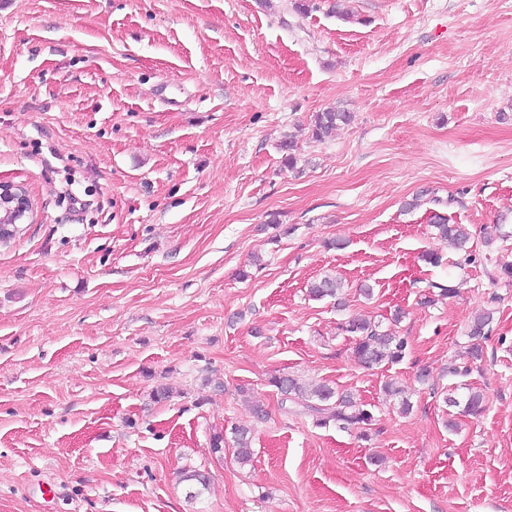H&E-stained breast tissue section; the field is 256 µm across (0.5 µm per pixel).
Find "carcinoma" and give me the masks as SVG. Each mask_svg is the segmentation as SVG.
<instances>
[{
  "mask_svg": "<svg viewBox=\"0 0 512 512\" xmlns=\"http://www.w3.org/2000/svg\"><path fill=\"white\" fill-rule=\"evenodd\" d=\"M352 115L344 110L329 108L314 115L312 137L320 140L330 134L339 125L350 123ZM433 227L443 239L454 246L462 247L468 240V233L458 224L448 223V219L437 214L434 216ZM341 283L337 279L325 276L309 285L310 297L320 300L338 295ZM491 317L481 313L473 318L467 332L470 341V353L477 359L482 356V341L487 338ZM340 330L354 337L355 358L364 367L372 369L384 362H398L405 354L407 342L404 338L391 332L383 331L380 325L363 317H352L340 325ZM282 396V402L302 401L305 410L316 416L319 425L330 421L336 422L343 429L358 428L369 425L373 421L372 413L361 403L354 400L348 393H338L327 384H317L310 389L303 387L298 378L291 375H276L271 379ZM448 405L463 406L464 412L477 415L483 410L484 394L470 389L458 400L452 396L447 398ZM237 448L239 463L251 461V431L246 427L232 429ZM180 481L186 483L187 497L195 499L208 489L210 477L200 470L181 472Z\"/></svg>",
  "mask_w": 512,
  "mask_h": 512,
  "instance_id": "obj_1",
  "label": "carcinoma"
}]
</instances>
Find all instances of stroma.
<instances>
[{
  "mask_svg": "<svg viewBox=\"0 0 512 512\" xmlns=\"http://www.w3.org/2000/svg\"><path fill=\"white\" fill-rule=\"evenodd\" d=\"M294 2L0 0V182L33 203L0 242V512H512V0ZM357 315L404 359L363 368ZM280 373L371 425H315ZM351 119V113L345 110L329 108L323 112H317L313 119L312 136L315 140H321L339 125L349 124ZM433 227L443 239L454 246L463 247L468 240V233L459 224H448L445 216L435 214ZM491 317L489 313H481L473 318L467 332L470 353L477 359L482 356V341L487 338ZM180 482L186 483L188 488L187 497L195 499L201 496L204 490L208 489L210 477L204 471L187 470L181 472Z\"/></svg>",
  "mask_w": 512,
  "mask_h": 512,
  "instance_id": "stroma-1",
  "label": "stroma"
}]
</instances>
